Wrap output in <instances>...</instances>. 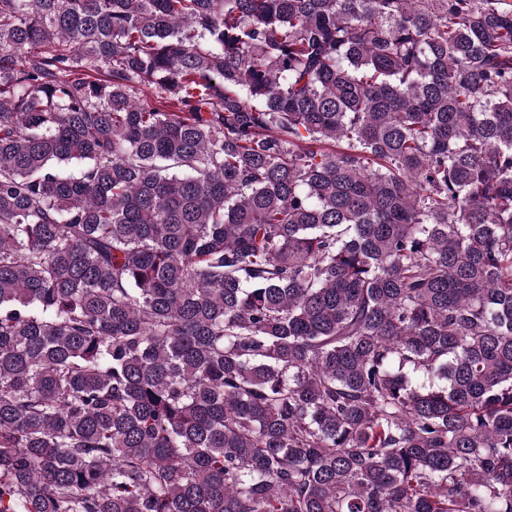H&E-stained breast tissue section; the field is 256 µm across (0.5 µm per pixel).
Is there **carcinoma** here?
<instances>
[{"mask_svg":"<svg viewBox=\"0 0 512 512\" xmlns=\"http://www.w3.org/2000/svg\"><path fill=\"white\" fill-rule=\"evenodd\" d=\"M0 512H512V0H0Z\"/></svg>","mask_w":512,"mask_h":512,"instance_id":"1","label":"carcinoma"}]
</instances>
